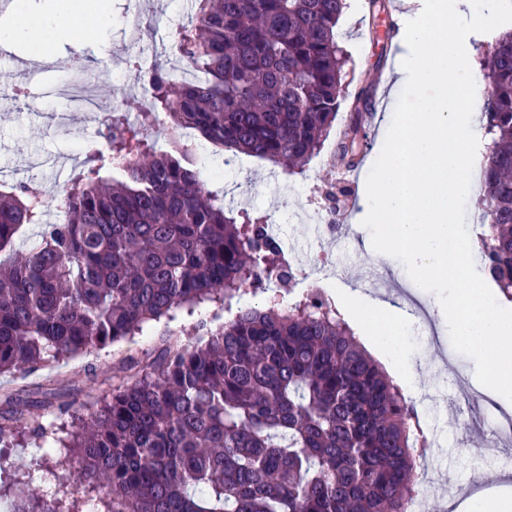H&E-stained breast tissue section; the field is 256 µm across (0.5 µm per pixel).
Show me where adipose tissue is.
<instances>
[{"label":"adipose tissue","mask_w":512,"mask_h":512,"mask_svg":"<svg viewBox=\"0 0 512 512\" xmlns=\"http://www.w3.org/2000/svg\"><path fill=\"white\" fill-rule=\"evenodd\" d=\"M29 0H14L8 24L0 26V43L25 45L27 55L48 57L50 49L83 26H111L112 14L96 9L93 0H49L38 20H31ZM344 301L354 304L363 319L380 324L388 331L384 338L387 349H394L402 317L391 299L368 295L345 288Z\"/></svg>","instance_id":"1"}]
</instances>
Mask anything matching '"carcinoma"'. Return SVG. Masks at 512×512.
<instances>
[{
    "mask_svg": "<svg viewBox=\"0 0 512 512\" xmlns=\"http://www.w3.org/2000/svg\"><path fill=\"white\" fill-rule=\"evenodd\" d=\"M177 33L180 57L203 78L172 87L160 68L131 122L112 113V155L128 160L107 184L91 166L72 179L62 224L20 252L41 190L0 192V374L26 375L47 357L105 349L176 312L224 304L217 330L188 346L164 339L159 363L132 362L122 384L70 433L83 480L106 512H407L418 488L414 448L426 441L400 387L355 340L318 289L292 306L240 305L249 288L293 272L261 213L225 207L206 190L190 128L214 146L300 173L331 135L344 101L346 53L336 27L346 0H197ZM486 91L479 249L512 299V23L480 61ZM374 108L371 89L351 105ZM172 143L151 151L150 119ZM366 133L336 144L361 152ZM28 433L48 453L50 426ZM38 498L10 512H60Z\"/></svg>",
    "mask_w": 512,
    "mask_h": 512,
    "instance_id": "1",
    "label": "carcinoma"
}]
</instances>
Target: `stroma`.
Instances as JSON below:
<instances>
[{
    "label": "stroma",
    "instance_id": "35a3bbf8",
    "mask_svg": "<svg viewBox=\"0 0 512 512\" xmlns=\"http://www.w3.org/2000/svg\"><path fill=\"white\" fill-rule=\"evenodd\" d=\"M150 2L152 11L143 19L145 58L150 67L166 69L172 62L169 43L178 29L188 23L190 15L185 0ZM108 6L117 20L112 29L86 28L73 41L63 43L57 55L86 66L100 100L137 101L142 88L133 66L135 57L129 54L118 23L131 4L129 0H108ZM416 6V0H388L387 13L374 16L369 13L366 0H352L349 14L339 26L340 44L349 55L345 67L346 99H353L365 81L372 89H381V75L392 72L402 52L404 16ZM60 81L59 72L43 66L29 76L26 93L13 98L12 111L0 112V191L19 182L33 181L39 184L44 198L49 199L55 196L60 177L71 176L84 167L87 154H96L99 166H108L109 145L105 135L92 139L90 150L77 147L75 136L86 128L87 115L60 96ZM398 98V91H390L370 114L366 124L368 146L355 170H346L344 162L332 157L330 147L326 146L305 172L285 175L283 180L274 178L271 164L247 156L231 183L212 179L208 187L220 195L230 191L235 198H246L251 211H267L269 204L278 200L299 214L314 213L323 205V190L340 184L342 177L365 183L369 166L382 149L381 120L392 115ZM340 208V240L331 243L303 237L297 242V250L307 265L320 252H333L334 272L325 280L314 274L296 276L280 292L294 301L311 290L321 289L335 299L344 286L368 288L365 271L373 266L384 273L387 293L398 296L402 308L409 311L411 302L415 301L425 310H432L433 293L416 285L398 259L359 250L353 243L352 226L363 210L361 196H342ZM280 292L273 288L250 290L245 293L244 301L250 305L263 304ZM224 319L223 306L212 303L192 315L180 311L172 320L148 324L140 335L111 347L53 360L23 376L1 374L0 420L19 416L24 411L28 416L49 421L62 407L80 408L89 403L91 396L109 394L123 377L129 361L143 366L158 362L162 335H171L190 345L196 340L198 323L213 329L222 325ZM436 331L441 341L439 351L422 348L419 318L409 311L408 322L402 327V361L415 364L417 375L404 385L403 392L417 405L434 406L448 416H464L467 424L449 429L447 447L427 448L423 455L457 483L465 482L472 471H479L482 486L487 489L496 483L499 469L477 462L468 450L475 447L478 436L486 431L481 418L489 402L469 398L458 388L457 375H471L474 363L453 348L447 326H437ZM4 454L6 464L0 468V492L11 494L22 490L47 501L76 499L81 503L78 512H87V500L98 503L103 500L99 489L79 482V464L73 449L61 448L45 457L28 442L6 448Z\"/></svg>",
    "mask_w": 512,
    "mask_h": 512
}]
</instances>
